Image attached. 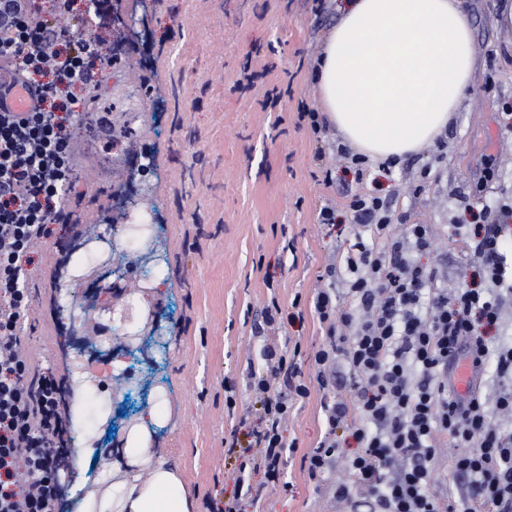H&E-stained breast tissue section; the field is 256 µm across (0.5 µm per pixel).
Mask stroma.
<instances>
[{
	"label": "stroma",
	"instance_id": "1",
	"mask_svg": "<svg viewBox=\"0 0 512 512\" xmlns=\"http://www.w3.org/2000/svg\"><path fill=\"white\" fill-rule=\"evenodd\" d=\"M499 2L466 0L478 64L446 131L445 158L424 150L388 175L368 167L359 182L333 158L340 142L335 130L320 139L298 118L300 105L320 107L313 63L345 0H153L127 59L126 95L115 99L112 76L103 74L100 105L116 128L131 131L133 149L153 159L149 182L169 288L156 297L149 277L115 281L113 267L135 249L126 234L105 224L123 168L113 164L87 124L77 123L72 216L54 224L38 250L22 335L32 361L63 378L78 354V337L67 333L70 317L83 315L85 334L93 340L90 366L106 373L113 352L125 347L135 301L147 303L139 349L125 357L124 384L85 400L87 432L98 430L102 413L110 415L114 431L101 447L118 444L126 424L146 406L148 389L162 387L171 409L168 425L156 436L163 458L180 469L199 512L231 495L224 481L230 464L224 438L236 416H247L251 427L258 422L240 388L242 374L264 345L289 350L298 343L311 356L326 344L309 303L318 275L338 259L343 242L361 231L345 207L355 193L376 184L392 191L395 234L406 235L412 224L429 225L433 246L419 260L435 271L438 288L451 291L470 282L474 259L456 227L475 223L480 211L493 210L501 195L512 192V121L503 111L504 103H512V30L495 24ZM272 90L282 95L273 109L264 105ZM426 166L427 185L414 194ZM327 203L335 205L337 223H319V209ZM91 226L104 234V243L83 266L69 268L77 233ZM296 298L303 322L259 333L270 301L288 314ZM335 372V384L323 392L315 368L303 364L311 394L293 403L284 426L285 437L297 446L285 461L284 486L266 489L261 512H369L363 493L347 500L334 495V484L348 479L345 457L353 445H345L321 479L307 474V456L324 431L323 394L355 399L343 365ZM230 384L240 388L232 415L224 399ZM437 442L431 490L466 495L467 480L451 474L455 448L445 436ZM65 457L55 512H74L70 490L76 481L93 487L111 462L102 455L81 471L74 450Z\"/></svg>",
	"mask_w": 512,
	"mask_h": 512
}]
</instances>
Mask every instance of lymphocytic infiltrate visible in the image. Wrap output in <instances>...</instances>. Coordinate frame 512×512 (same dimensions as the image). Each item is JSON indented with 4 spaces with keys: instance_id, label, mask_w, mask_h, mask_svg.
I'll return each instance as SVG.
<instances>
[{
    "instance_id": "f902f5d3",
    "label": "lymphocytic infiltrate",
    "mask_w": 512,
    "mask_h": 512,
    "mask_svg": "<svg viewBox=\"0 0 512 512\" xmlns=\"http://www.w3.org/2000/svg\"><path fill=\"white\" fill-rule=\"evenodd\" d=\"M104 0H54L52 19L36 16L31 0H0V59L9 60L32 94L24 112H0V512H54L56 461L66 444L65 407L58 381L27 358L20 341L30 313L28 276L35 246L49 238L75 184L71 128L96 99L106 54L100 38L74 35L66 18L77 11L104 18ZM353 223L372 239L347 240L340 264H328V280H341L344 295L326 288L310 309L328 343L313 356L320 388H328L336 361L348 369L354 404L323 398L325 432L308 457V476L319 479L343 437L356 451L347 457L351 481L336 485L346 499L368 489L374 512H512V432L490 425L492 410L512 411V342L486 334L498 326L512 299V258L502 233L512 225V196L500 199L492 224H477L461 238L478 262L477 278L445 294L434 272L415 256L432 247L428 225L392 231L389 198L371 189L352 195ZM349 306H342L341 298ZM300 348H265L247 387L260 406L261 425L248 442L230 435L234 491L210 512H246L258 501L252 474L278 481L295 442L282 424L288 402L305 399ZM470 362L474 377L494 367L508 380L495 405L478 387L458 393L448 365ZM448 436L458 453L455 474L469 478L467 496L442 497L429 490L437 436Z\"/></svg>"
}]
</instances>
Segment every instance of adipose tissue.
<instances>
[{"label":"adipose tissue","instance_id":"adipose-tissue-1","mask_svg":"<svg viewBox=\"0 0 512 512\" xmlns=\"http://www.w3.org/2000/svg\"><path fill=\"white\" fill-rule=\"evenodd\" d=\"M475 70L465 0H349L316 62L318 100L342 140L382 166L435 142ZM170 418L165 392L153 390L75 512H196L180 470L155 446Z\"/></svg>","mask_w":512,"mask_h":512}]
</instances>
